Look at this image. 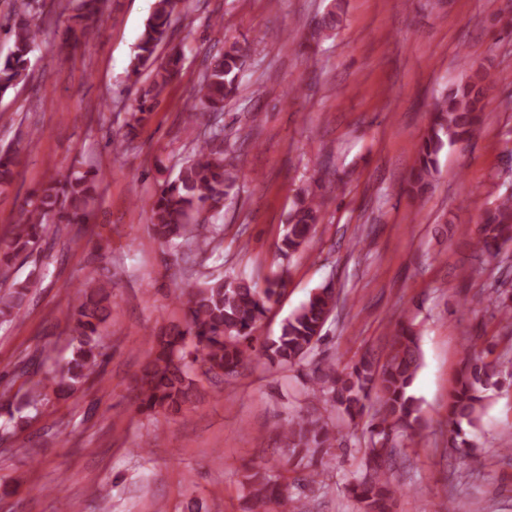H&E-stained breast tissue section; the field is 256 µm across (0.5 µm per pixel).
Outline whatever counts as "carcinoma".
<instances>
[{
    "instance_id": "1",
    "label": "carcinoma",
    "mask_w": 512,
    "mask_h": 512,
    "mask_svg": "<svg viewBox=\"0 0 512 512\" xmlns=\"http://www.w3.org/2000/svg\"><path fill=\"white\" fill-rule=\"evenodd\" d=\"M62 12L70 13L60 36H50L36 21L40 0H20L7 33L12 47L0 60V96L25 81L31 70L35 49L48 44L59 50L77 49L94 38L106 0H65ZM189 8V0H154L153 9L135 44L128 71L133 84L145 83L137 106L129 113L126 133L116 140L115 150L131 141L135 130L147 122L158 98L167 90L181 68L184 52L173 48L161 61L158 49L171 37L177 17ZM340 2L309 26L314 42L336 29ZM246 41L224 42V51L211 57L203 80L193 93L189 117L208 112L219 118L226 104L238 97L242 86ZM501 77L478 70L468 81L450 89L437 105L422 137L416 167L406 191L424 195L438 168L439 153L445 142L470 140L478 130L483 101L489 86ZM38 142L30 131L21 149H0V190L10 187L20 164V150L32 151ZM224 125L214 123L208 136L194 148V158L184 162L173 178L158 184L148 201L152 230L164 244L206 252L220 239L222 225L215 220L224 213L235 196L236 176L224 165ZM105 175L101 171H70L43 184L21 206L19 222L11 235L0 237V283H10L0 293V319L12 321L26 302L28 282L12 280L15 263L21 254H30L48 244L60 225L86 227L92 223L90 201ZM324 198L303 191L296 195L286 217L278 250L289 258L305 249L320 223ZM481 250L497 254L512 245V196L495 199L481 217ZM83 302L71 318L72 357L58 371L44 369V360L33 356L19 371L36 381L19 398L16 410L38 409L49 395L60 399L69 395L104 370L106 358L99 350L103 326L112 314L111 281L91 276L79 283ZM286 287V271H281L260 286L239 277H215L186 286L184 320L160 330L150 338L148 359L130 391L137 409L149 414H177L197 397L193 378L199 371L207 379L222 381L238 376L253 358H264L282 367L307 368L304 394L310 408L287 419L279 427V442L289 449V459L310 458V481L323 482L325 470L319 457L328 454L342 438V423L365 422L369 433L363 448L362 472L353 478L346 491L359 512H392L398 488L389 471L397 438L421 427L422 409L412 392L422 365L419 337L414 328L402 322L392 330L387 358L380 362L364 357L347 370L315 359L325 340L324 327L336 308V289L324 285L315 289L308 301L294 311L282 325L280 334L263 341L256 332ZM468 362L448 404V447L467 449L474 458L469 435L482 421L489 399L488 391L499 387L504 374L497 362L487 360L490 347L471 341ZM290 468L271 470L252 467L243 475L244 485L256 512H304V504L290 493L300 479H290Z\"/></svg>"
}]
</instances>
